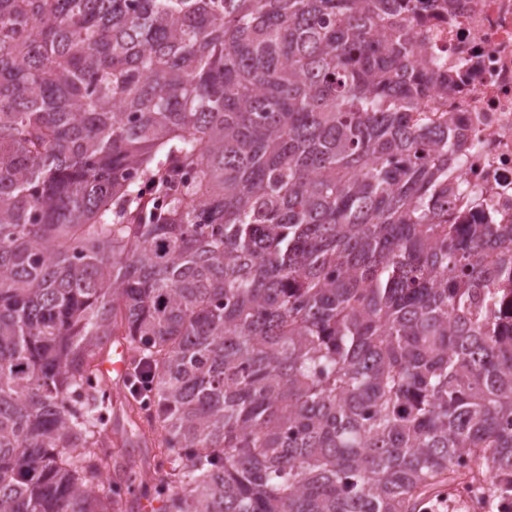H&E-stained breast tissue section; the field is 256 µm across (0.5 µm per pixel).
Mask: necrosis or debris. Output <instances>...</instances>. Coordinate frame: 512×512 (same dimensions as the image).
<instances>
[{
	"label": "necrosis or debris",
	"instance_id": "1",
	"mask_svg": "<svg viewBox=\"0 0 512 512\" xmlns=\"http://www.w3.org/2000/svg\"><path fill=\"white\" fill-rule=\"evenodd\" d=\"M456 9L424 20L423 58L447 73L421 105L433 123L453 125L464 137L456 171L475 191L483 215L512 222V0H460Z\"/></svg>",
	"mask_w": 512,
	"mask_h": 512
}]
</instances>
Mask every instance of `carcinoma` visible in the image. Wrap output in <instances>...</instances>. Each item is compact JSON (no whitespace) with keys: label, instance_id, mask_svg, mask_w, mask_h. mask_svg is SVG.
<instances>
[{"label":"carcinoma","instance_id":"cac0c4a2","mask_svg":"<svg viewBox=\"0 0 512 512\" xmlns=\"http://www.w3.org/2000/svg\"><path fill=\"white\" fill-rule=\"evenodd\" d=\"M437 0H0V512H512V223L412 121ZM112 352V347L108 350ZM107 351V352H108ZM131 351L126 344L120 343L112 352L104 357L100 362V372L104 379L109 380L112 374H115L119 379H123L128 371V367L131 361ZM112 375V380L105 381L110 387H112V413H110L109 420L104 424V433L111 435L113 430L117 427H121L125 423V419L121 410H119V401L123 400L124 396L129 397L130 390L128 386L123 383L116 382ZM119 397V398H118ZM117 399V403L114 400Z\"/></svg>","mask_w":512,"mask_h":512}]
</instances>
